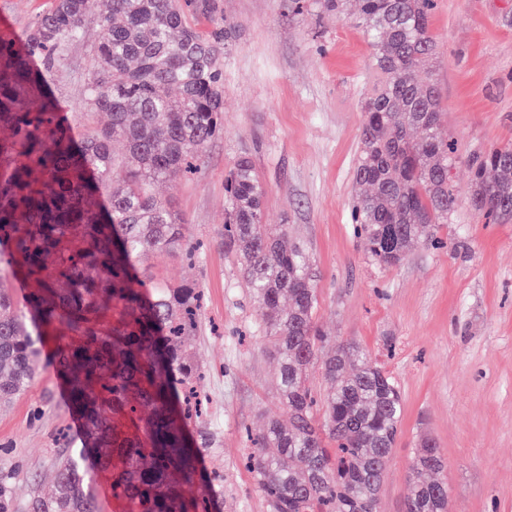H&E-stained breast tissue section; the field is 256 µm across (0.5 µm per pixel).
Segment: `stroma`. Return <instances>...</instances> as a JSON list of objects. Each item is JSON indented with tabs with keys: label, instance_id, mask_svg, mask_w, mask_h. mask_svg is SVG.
Masks as SVG:
<instances>
[{
	"label": "stroma",
	"instance_id": "stroma-1",
	"mask_svg": "<svg viewBox=\"0 0 512 512\" xmlns=\"http://www.w3.org/2000/svg\"><path fill=\"white\" fill-rule=\"evenodd\" d=\"M202 33L231 20L224 50V131L197 173L155 184L189 224L203 253H153L146 275L203 291L201 327L185 343L203 373L214 437L201 449L220 468L221 512H268L242 463L246 432L285 420L277 362L263 340L238 265L224 251V178L248 156L268 194L264 221L288 227L316 272V322L353 342L397 383L400 432L379 494V512H404L408 466L422 438L445 458L449 512H512V222L472 210L469 161L512 145V0H435L437 49L430 75L441 97V134L454 142L456 202L439 225L442 247L414 245L398 265L373 264L354 231L353 166L361 101L372 87V48L349 17L322 16L314 0H212ZM54 0H0V38L26 37ZM97 28L70 46L65 67L44 79L76 136L88 111L85 68ZM43 337L37 371L18 399L0 405V496L25 512L54 490L60 435L78 431Z\"/></svg>",
	"mask_w": 512,
	"mask_h": 512
}]
</instances>
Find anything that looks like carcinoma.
Here are the masks:
<instances>
[{
    "mask_svg": "<svg viewBox=\"0 0 512 512\" xmlns=\"http://www.w3.org/2000/svg\"><path fill=\"white\" fill-rule=\"evenodd\" d=\"M355 21L373 47L376 73L362 103L354 166L362 191L352 221L378 265L402 261L428 227L448 223L452 144L439 132L438 87L425 71L435 53L434 0H357ZM206 0H55L23 44L0 39V245L8 273L32 285L29 320L12 311L0 275V402L23 394L36 344L56 341L52 366L83 421L81 447L59 443L56 486L30 512H95L86 489L90 456L112 466V493L127 512H212L221 475L204 469L189 436L206 434L200 375L184 340L201 323L193 286L148 282L150 252L188 246L186 225L151 191L160 178L197 170L224 130V41L232 24L204 35L188 16ZM95 26L87 94L108 123L74 137L43 70L64 66L69 47ZM32 99L40 101L36 110ZM469 202L512 221V146L471 161ZM224 248L240 258L266 345L277 357L288 424L270 422L244 458L269 512H377L378 491L403 412L395 380L353 343L331 347L317 326L309 255L288 244V225L263 223L264 183L240 157L224 181ZM319 366L330 391L316 398ZM445 459L422 443L409 471L406 512H448Z\"/></svg>",
    "mask_w": 512,
    "mask_h": 512,
    "instance_id": "cac0c4a2",
    "label": "carcinoma"
}]
</instances>
